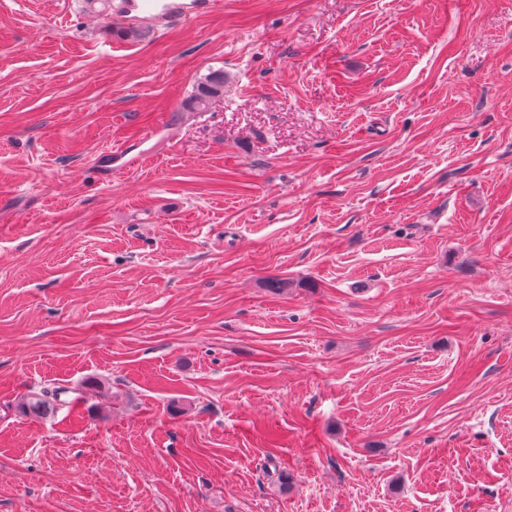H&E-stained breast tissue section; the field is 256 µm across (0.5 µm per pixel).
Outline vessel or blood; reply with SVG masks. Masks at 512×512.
<instances>
[{
  "label": "vessel or blood",
  "mask_w": 512,
  "mask_h": 512,
  "mask_svg": "<svg viewBox=\"0 0 512 512\" xmlns=\"http://www.w3.org/2000/svg\"><path fill=\"white\" fill-rule=\"evenodd\" d=\"M220 0H120L115 11L127 25L153 28L212 12Z\"/></svg>",
  "instance_id": "vessel-or-blood-1"
}]
</instances>
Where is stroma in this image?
Listing matches in <instances>:
<instances>
[{
	"label": "stroma",
	"instance_id": "1",
	"mask_svg": "<svg viewBox=\"0 0 512 512\" xmlns=\"http://www.w3.org/2000/svg\"><path fill=\"white\" fill-rule=\"evenodd\" d=\"M223 2L0 0V512H512V0ZM221 3L220 0H122L113 10L128 26L157 28L190 21L212 12ZM224 96V72L213 70L197 84L196 90L186 101L189 111H204L215 100ZM67 392L60 388H45L40 392H33L21 397L17 402L18 412L26 417L43 418L49 413H54L60 406L70 404L60 399L62 393Z\"/></svg>",
	"mask_w": 512,
	"mask_h": 512
}]
</instances>
